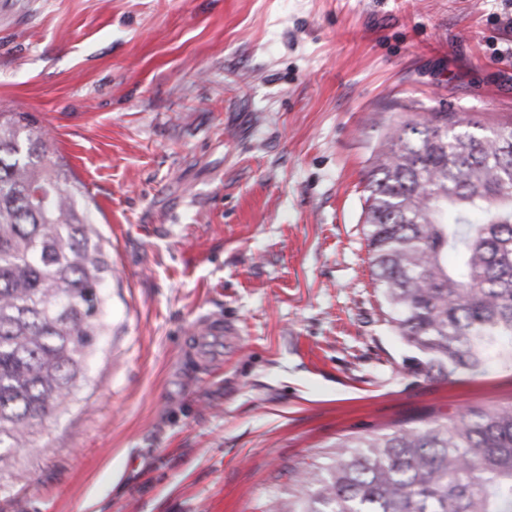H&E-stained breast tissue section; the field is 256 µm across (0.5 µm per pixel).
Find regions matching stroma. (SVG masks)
<instances>
[{"label": "stroma", "instance_id": "obj_1", "mask_svg": "<svg viewBox=\"0 0 512 512\" xmlns=\"http://www.w3.org/2000/svg\"><path fill=\"white\" fill-rule=\"evenodd\" d=\"M0 111L54 139L112 261L0 512H264L340 439L512 404V366L408 372L365 237L392 127L512 123V0H0Z\"/></svg>", "mask_w": 512, "mask_h": 512}]
</instances>
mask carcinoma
I'll list each match as a JSON object with an SVG mask.
<instances>
[{
  "instance_id": "1",
  "label": "carcinoma",
  "mask_w": 512,
  "mask_h": 512,
  "mask_svg": "<svg viewBox=\"0 0 512 512\" xmlns=\"http://www.w3.org/2000/svg\"><path fill=\"white\" fill-rule=\"evenodd\" d=\"M462 124L391 129L368 177L372 275L425 377L512 366V125ZM56 154L33 115L0 112L1 465L72 400L105 331L112 263ZM298 484L266 512H512V405L347 437Z\"/></svg>"
}]
</instances>
